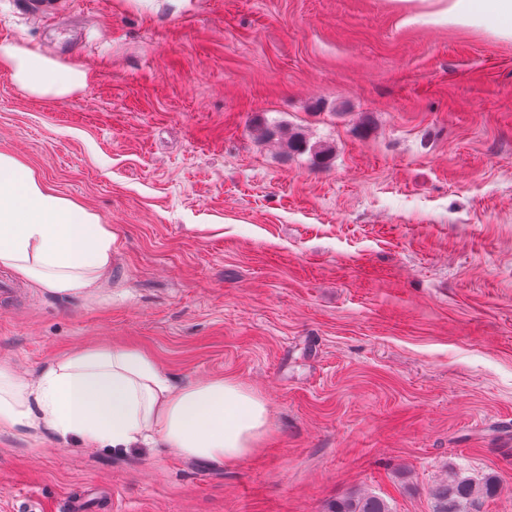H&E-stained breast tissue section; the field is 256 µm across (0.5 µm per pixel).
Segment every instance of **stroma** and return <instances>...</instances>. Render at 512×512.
I'll list each match as a JSON object with an SVG mask.
<instances>
[{"label":"stroma","instance_id":"35a3bbf8","mask_svg":"<svg viewBox=\"0 0 512 512\" xmlns=\"http://www.w3.org/2000/svg\"><path fill=\"white\" fill-rule=\"evenodd\" d=\"M17 2L0 41L89 79L36 97L0 68V153L116 241L85 298L0 266V360L134 345L260 393L271 436L228 468L0 433V512H433L457 470L512 512V39L440 0ZM331 512H391L387 502L375 496H350L336 502Z\"/></svg>","mask_w":512,"mask_h":512}]
</instances>
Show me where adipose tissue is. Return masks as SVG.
<instances>
[{
	"mask_svg": "<svg viewBox=\"0 0 512 512\" xmlns=\"http://www.w3.org/2000/svg\"><path fill=\"white\" fill-rule=\"evenodd\" d=\"M443 14L512 38V0H448ZM0 68L41 97L69 96L88 80L85 70L9 41L0 42ZM114 241L110 226L0 154L1 266L53 295L86 297L108 278ZM269 415L265 399L234 379L178 386L132 347L82 349L33 380L0 365V432H50L116 449L157 442L186 458L230 466L261 451Z\"/></svg>",
	"mask_w": 512,
	"mask_h": 512,
	"instance_id": "adipose-tissue-1",
	"label": "adipose tissue"
}]
</instances>
